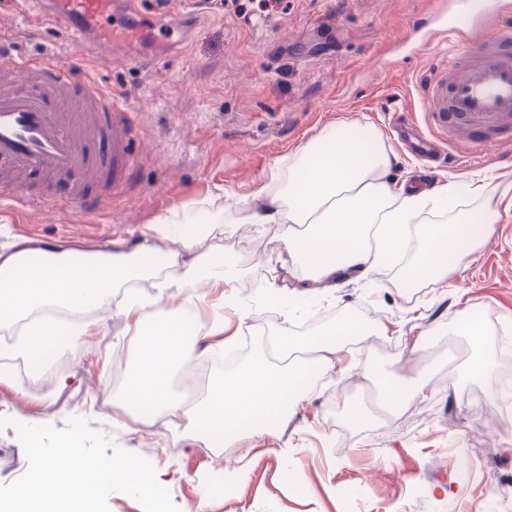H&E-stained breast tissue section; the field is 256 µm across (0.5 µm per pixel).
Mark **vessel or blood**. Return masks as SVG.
Listing matches in <instances>:
<instances>
[{
    "mask_svg": "<svg viewBox=\"0 0 512 512\" xmlns=\"http://www.w3.org/2000/svg\"><path fill=\"white\" fill-rule=\"evenodd\" d=\"M139 0H50L46 17L67 28L77 50L94 44L129 48L151 38L155 18L130 17ZM470 21L449 26L451 57L437 59L421 87L428 131H415L420 152L437 143L476 150L512 145V0H460ZM0 85V200L53 208L31 176L69 185L68 200L88 209L121 192L134 171L135 115L89 68L50 54H29Z\"/></svg>",
    "mask_w": 512,
    "mask_h": 512,
    "instance_id": "b4317fda",
    "label": "vessel or blood"
}]
</instances>
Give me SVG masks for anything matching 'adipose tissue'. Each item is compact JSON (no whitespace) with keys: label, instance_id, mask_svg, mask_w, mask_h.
Wrapping results in <instances>:
<instances>
[{"label":"adipose tissue","instance_id":"ef3b65f1","mask_svg":"<svg viewBox=\"0 0 512 512\" xmlns=\"http://www.w3.org/2000/svg\"><path fill=\"white\" fill-rule=\"evenodd\" d=\"M395 155L382 136L365 134L356 124L325 127L288 162L283 195L259 188L265 205L243 210L239 223L279 224L283 256L260 266L270 292L289 300L286 270L319 283L316 299L338 286L345 273L366 277L396 265L402 288L447 284L460 261L481 238H467L457 222L419 224L428 211L456 213L462 196H482L487 183L460 180L430 191L394 189L387 175ZM224 209L215 205L204 224L171 213L144 225L143 242L129 251L119 242L105 249H82L68 241L47 243L12 236L0 247V382L10 380L8 362L23 359L31 379L48 372L58 354L77 345L118 312L134 328L133 364L118 394V404L135 422L160 415L179 418L184 433L207 448L223 447L241 429H283L313 392L317 371L334 367L348 341L366 343L374 332L349 313L327 323L312 337L270 332L260 353L214 379L194 403L182 400L174 380L188 365L224 345L223 309H238V274L222 254L200 260L205 241L225 234ZM417 235H410V226ZM413 257H406L409 238ZM158 239L176 242L173 250L155 247ZM150 281L153 291H137ZM203 287L220 291L223 308L203 325L192 293ZM121 302H114L116 291ZM467 338L471 377L489 379L495 363L485 350L486 323L466 314L451 326Z\"/></svg>","mask_w":512,"mask_h":512}]
</instances>
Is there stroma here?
Segmentation results:
<instances>
[{
  "instance_id": "obj_1",
  "label": "stroma",
  "mask_w": 512,
  "mask_h": 512,
  "mask_svg": "<svg viewBox=\"0 0 512 512\" xmlns=\"http://www.w3.org/2000/svg\"><path fill=\"white\" fill-rule=\"evenodd\" d=\"M160 40L185 49L156 61L89 49L87 63L103 86L136 114V165L118 197L86 212L70 204L28 210L0 202V226L45 241L64 238L84 248L115 239L128 248L138 229L170 211L207 219V200L224 197V238L204 243L222 252L239 273L247 308L244 334L303 335L342 312L374 322L379 336L352 347L351 371L321 373L305 407L277 435L246 432L222 454L181 438L170 417L141 426L113 422L100 397L116 396L118 357L134 342L126 320L112 314L99 330L56 358L46 383L0 382V418L64 428L73 416L89 420L115 445L155 468L181 512H194L202 491L218 487L207 512H494L489 484L512 486V384L488 401L487 383L468 376L466 340L449 335L461 311L482 315L492 327L485 348L512 356V147L497 151L447 150L423 162L404 143L402 121L426 126L419 81L435 58L451 49L448 25L456 0H282L279 9L238 11L234 0H172ZM23 23V48L69 59L67 33L32 13L19 21L0 6V26ZM355 121L381 134L396 161L393 185L427 188L462 178L487 181L489 192L465 199L463 213L485 207L499 217L487 241L447 286L397 288V270L349 277L326 300L301 299L286 308L271 296L258 265L277 254L280 225L263 232L236 226L243 202L259 187L283 191L288 160L328 125ZM431 333L425 351L410 340ZM406 380L423 379L422 394L400 416L378 407L370 365ZM57 392L53 406L41 395ZM363 403L366 424L344 419L345 401ZM27 458L15 428L0 430V485L19 478Z\"/></svg>"
}]
</instances>
